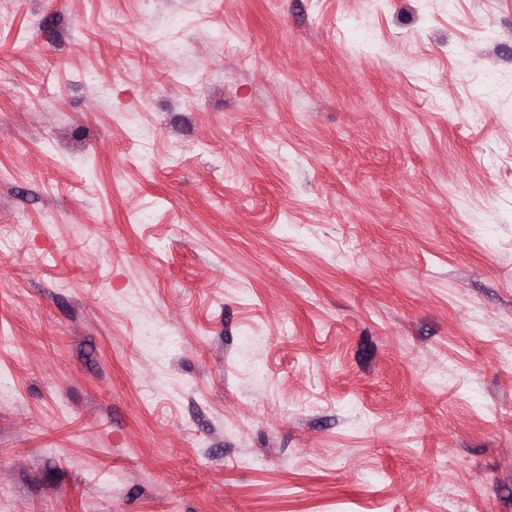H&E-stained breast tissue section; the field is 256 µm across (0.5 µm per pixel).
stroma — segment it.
<instances>
[{"instance_id":"stroma-1","label":"stroma","mask_w":512,"mask_h":512,"mask_svg":"<svg viewBox=\"0 0 512 512\" xmlns=\"http://www.w3.org/2000/svg\"><path fill=\"white\" fill-rule=\"evenodd\" d=\"M512 0H0V512H512Z\"/></svg>"}]
</instances>
